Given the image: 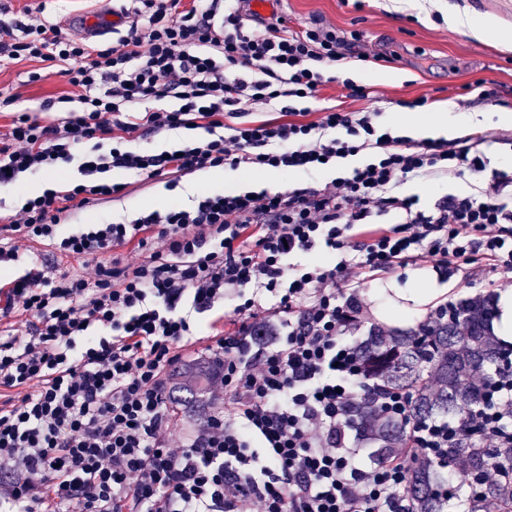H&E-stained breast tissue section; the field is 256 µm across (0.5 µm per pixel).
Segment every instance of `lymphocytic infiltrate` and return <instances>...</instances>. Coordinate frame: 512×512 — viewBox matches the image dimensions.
<instances>
[{
	"instance_id": "1",
	"label": "lymphocytic infiltrate",
	"mask_w": 512,
	"mask_h": 512,
	"mask_svg": "<svg viewBox=\"0 0 512 512\" xmlns=\"http://www.w3.org/2000/svg\"><path fill=\"white\" fill-rule=\"evenodd\" d=\"M125 15L112 47L30 8L0 18V67L51 62L73 88L45 104L68 105L66 117L12 116L0 187L34 171L78 174L22 203L0 264L40 241L93 265L34 268L0 287V512H408L416 460H446L465 437L512 448V363L476 374L487 392L466 418L415 420L409 392L363 386L356 336L364 286L379 276L429 260L466 285L482 269L512 273L511 174L428 208L397 193L423 177L482 174L483 136L415 142L373 112L313 113L362 33L320 21L291 33L281 17L252 28L231 0H135ZM168 97L178 108H156ZM247 104L281 116L243 122ZM179 129L205 135L178 152L126 147L142 131ZM362 153L364 164L317 187L207 195L58 232L68 212L124 195L115 170L315 172ZM179 365L208 375L196 424L177 436ZM360 390L369 424L404 426L401 449L379 461L350 416Z\"/></svg>"
}]
</instances>
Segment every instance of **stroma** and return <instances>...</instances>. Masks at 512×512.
<instances>
[{
	"label": "stroma",
	"mask_w": 512,
	"mask_h": 512,
	"mask_svg": "<svg viewBox=\"0 0 512 512\" xmlns=\"http://www.w3.org/2000/svg\"><path fill=\"white\" fill-rule=\"evenodd\" d=\"M13 10L43 6L46 20L67 26L75 15L95 16L107 7L123 8V0H0ZM469 6L479 14L494 16L500 28L512 32V0H437L430 18H423L415 4L395 11L390 0H362L360 5L349 0H279L280 16L286 20L288 31L311 25L315 20L335 25L343 32L363 31L369 50L385 55V62L375 64L358 58H348L343 75L358 85L369 87V97L352 100L347 89L340 84L325 86L311 106L315 109H358L376 112L385 125L399 127L402 110L401 99L426 97L427 104L420 108V115H428L449 108L464 120L466 133L482 132L490 135L484 154L489 171L512 169V146L500 143L499 135L512 134V122L503 121L502 113L512 114V50H503L495 42H478L464 31L450 29L442 19L449 4ZM28 67L13 64L0 70V132H7L11 115L26 112L33 118L47 123L53 113L44 111L45 99L66 92L68 85L56 68L43 66L39 81L27 80ZM391 73V80H381V73ZM496 89L502 103L494 106L479 98L481 88ZM129 187L126 195L117 200L104 201L91 209L74 211L61 220L59 231L68 234L78 224L123 222L136 213L151 210L152 199L160 190H167L164 180H147L126 174ZM193 175L180 178L174 190H167L168 205L188 207L201 197V190L193 186ZM487 176L476 179L447 175L435 181H413L403 186L407 195L419 196L421 203H434L449 192H468L474 186H487ZM64 266L71 271L83 269L79 258L67 260L42 243L31 244L27 254L15 264L0 268V279L9 281L24 275L30 267L52 268ZM420 273L430 275L435 287L445 289V301L459 302L466 298L488 295V283L494 275L480 271L474 276L471 287H463L457 278L437 273L431 264L419 265Z\"/></svg>",
	"instance_id": "stroma-1"
}]
</instances>
